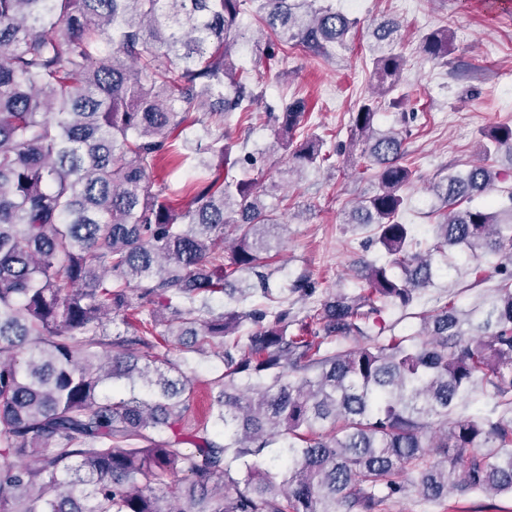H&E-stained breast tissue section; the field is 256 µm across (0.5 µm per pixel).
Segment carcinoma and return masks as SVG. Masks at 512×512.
I'll return each mask as SVG.
<instances>
[{
    "instance_id": "obj_1",
    "label": "carcinoma",
    "mask_w": 512,
    "mask_h": 512,
    "mask_svg": "<svg viewBox=\"0 0 512 512\" xmlns=\"http://www.w3.org/2000/svg\"><path fill=\"white\" fill-rule=\"evenodd\" d=\"M316 2L0 0V512H383L410 473L433 503L512 495V186L489 164L512 159V126L436 185L445 211L423 247L399 218L408 131L375 128L405 60L373 58L351 137L377 189L344 223L373 226L388 260L301 319L273 300L281 222L256 181L230 175L234 144L213 129L259 98L236 63L257 42L243 16L271 47L343 45L353 21ZM451 45L441 28L422 52ZM270 117L288 173L329 160L320 137L297 139L300 102ZM165 156L195 161L183 210L152 180ZM489 257L483 300L450 297L411 334L386 324L443 272L486 282ZM257 294L269 304H215ZM206 354L224 372L197 421L187 371Z\"/></svg>"
}]
</instances>
